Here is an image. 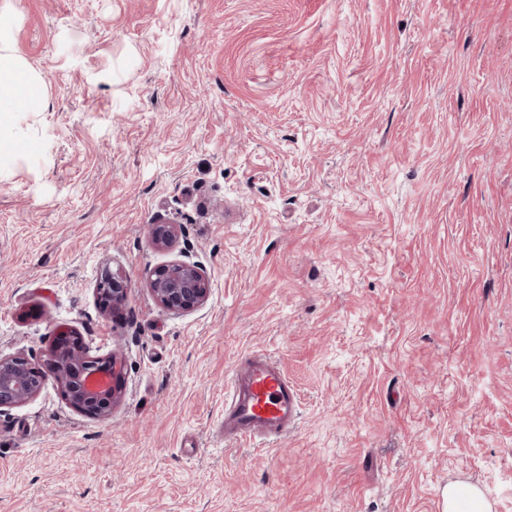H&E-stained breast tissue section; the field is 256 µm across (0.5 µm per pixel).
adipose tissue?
Masks as SVG:
<instances>
[{
    "instance_id": "ef3b65f1",
    "label": "adipose tissue",
    "mask_w": 512,
    "mask_h": 512,
    "mask_svg": "<svg viewBox=\"0 0 512 512\" xmlns=\"http://www.w3.org/2000/svg\"><path fill=\"white\" fill-rule=\"evenodd\" d=\"M17 15L13 0H0V153L14 148L9 131L16 114L47 108L42 76L13 48Z\"/></svg>"
}]
</instances>
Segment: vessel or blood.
Instances as JSON below:
<instances>
[{
    "label": "vessel or blood",
    "mask_w": 512,
    "mask_h": 512,
    "mask_svg": "<svg viewBox=\"0 0 512 512\" xmlns=\"http://www.w3.org/2000/svg\"><path fill=\"white\" fill-rule=\"evenodd\" d=\"M300 397L277 361L254 352L235 365L224 395V438L274 441L295 429Z\"/></svg>",
    "instance_id": "b4317fda"
}]
</instances>
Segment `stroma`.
<instances>
[{
	"instance_id": "obj_1",
	"label": "stroma",
	"mask_w": 512,
	"mask_h": 512,
	"mask_svg": "<svg viewBox=\"0 0 512 512\" xmlns=\"http://www.w3.org/2000/svg\"><path fill=\"white\" fill-rule=\"evenodd\" d=\"M15 2L48 108L0 157V353L71 329L125 389L0 414V512H512V0ZM174 260L202 307L154 298ZM253 352L298 425L228 443ZM152 243L159 249H169L176 242L179 234L177 224H152L148 227ZM149 286L157 302L174 313L201 307L210 294V279L205 271L178 260L157 268ZM102 297L101 301L104 308L121 306L127 298L126 281L119 271H112L110 267H106L101 274ZM444 511L488 512V504L481 493L470 485L453 484L444 493Z\"/></svg>"
}]
</instances>
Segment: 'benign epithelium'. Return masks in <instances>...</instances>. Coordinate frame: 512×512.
<instances>
[{"label":"benign epithelium","instance_id":"1","mask_svg":"<svg viewBox=\"0 0 512 512\" xmlns=\"http://www.w3.org/2000/svg\"><path fill=\"white\" fill-rule=\"evenodd\" d=\"M148 232L154 246L169 249L178 238L179 225L151 224ZM100 285L104 306L114 308L126 301L127 285L121 272L104 269ZM150 290L164 309L182 313L204 305L210 279L198 266L177 260L154 271ZM50 380L75 410L108 418L122 393L121 360L114 355H90L88 347L66 331L57 335L48 358L41 362L21 353L0 354V414L34 399Z\"/></svg>","mask_w":512,"mask_h":512}]
</instances>
